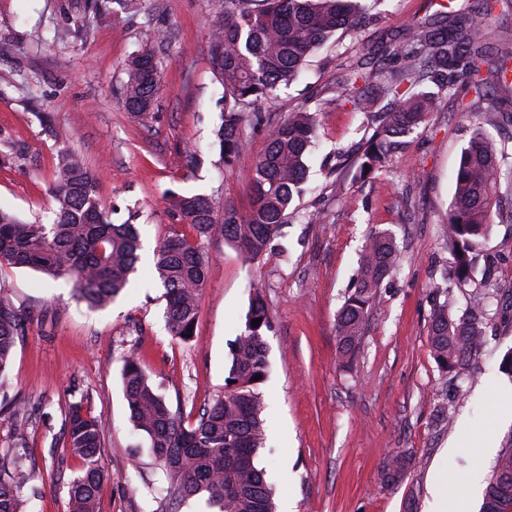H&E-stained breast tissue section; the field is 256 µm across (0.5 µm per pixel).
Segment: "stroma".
<instances>
[{
    "mask_svg": "<svg viewBox=\"0 0 512 512\" xmlns=\"http://www.w3.org/2000/svg\"><path fill=\"white\" fill-rule=\"evenodd\" d=\"M465 3L477 0H364L373 23L337 33L296 81L277 89L265 107L271 121L303 104L319 112L299 207L322 209L325 220L286 224L283 256L249 261L223 239L210 241L196 335L184 343L166 330L163 290L150 263L157 240L180 227L168 194L205 193L246 212L253 164L267 145L265 129L251 130L248 154L229 169L218 163L214 130L224 89L209 65L212 0H143L137 14L122 0H0V208L26 221L49 216L56 156L71 149L93 172L113 222L134 219L143 242L132 287L98 311L77 303L67 281L0 267V290L33 315L4 389L8 399L26 403L31 422L29 485L36 495L25 498L23 512H69L54 460L65 458L71 475L81 468L63 440L75 402L104 424L100 458L108 479L99 512H158L146 484L161 474L129 422L124 358L136 351L166 400L194 423L224 392L228 344L244 327L254 286L272 321L259 464L276 504H290L291 512H428L436 478L457 472L469 480L484 445L497 451L512 440V379L497 363L499 352L512 347L508 309L489 321L488 347L462 370L463 389L451 397L446 420L434 417L433 394L446 382L428 343L429 288L449 262L439 221L470 128L456 96L442 98L402 155L359 179L355 160L371 124L363 113L336 106L330 93L358 63L383 67L369 58V46ZM155 29L169 37L154 46L163 82L143 126L129 117L119 91L125 60ZM44 113L53 116L54 132L45 130ZM375 228L395 234L401 267L384 281L348 367L337 353L336 316ZM484 248L488 259L472 280L449 284L450 312L463 309L473 291L512 288V222L493 218ZM403 450L412 455L411 467L398 485H386V461Z\"/></svg>",
    "mask_w": 512,
    "mask_h": 512,
    "instance_id": "stroma-1",
    "label": "stroma"
}]
</instances>
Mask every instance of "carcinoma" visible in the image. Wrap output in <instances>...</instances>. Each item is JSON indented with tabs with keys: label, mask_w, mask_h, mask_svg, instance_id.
I'll return each mask as SVG.
<instances>
[{
	"label": "carcinoma",
	"mask_w": 512,
	"mask_h": 512,
	"mask_svg": "<svg viewBox=\"0 0 512 512\" xmlns=\"http://www.w3.org/2000/svg\"><path fill=\"white\" fill-rule=\"evenodd\" d=\"M210 66L224 88L221 123L215 128L220 163L234 166L249 142L246 126L261 124L258 110L274 92L301 73L309 56L339 31L354 30L365 16L361 0H216ZM386 68L348 69L336 90V104H350L374 122L357 160L363 178L403 153L405 138L421 129L442 95L463 85L473 99L462 104L471 130L455 177V191L443 220L442 240L450 272L464 282L476 265L478 250L501 213L504 149L485 129L484 116L499 118L512 107V50L482 68L486 29L476 11H448L440 21L421 22L377 48ZM127 81L121 101L141 124L152 119L163 69L146 46L125 63ZM381 99L388 100L382 107ZM318 112L301 107L268 128L267 147L255 163L250 211L231 206L220 211L206 194H173L169 205L189 232L173 231L160 239L152 255L164 288L165 322L170 335L188 343L195 337L199 299L212 255L205 244L220 236L249 261L277 247L282 229L295 217V201L304 194L308 160L317 140ZM53 219L26 222L0 209V265L27 267L74 287V298L89 310L112 303L131 285L141 260L137 225L112 222V211L97 198L92 172L74 151L57 155L52 189ZM401 254L386 230L372 232L361 250L356 278L337 314L340 355L352 362L360 350L364 326L381 297L383 282L399 270ZM433 312L428 342L438 368L457 373L478 360L486 346V321L498 290L473 294L459 314L448 311V289L431 288ZM261 319L255 326L252 321ZM26 318L13 297L0 291V379L11 363ZM270 318L265 299L253 290L244 330L229 347L230 366L224 394L185 423L180 409L166 401L131 353L124 359L122 384L134 433L148 443L162 473V485H147L163 512H181L201 499L215 512H275L273 490L259 468L266 440L262 378L268 372L265 331ZM261 379H255V376ZM24 406L12 414V442L0 457V512H22L21 490L30 480ZM102 421L76 403L65 419L64 440L82 461L68 482L71 512H98L105 479L100 462ZM411 458L396 452L383 471L388 486L406 477ZM480 512H512V442L490 466Z\"/></svg>",
	"instance_id": "1"
}]
</instances>
